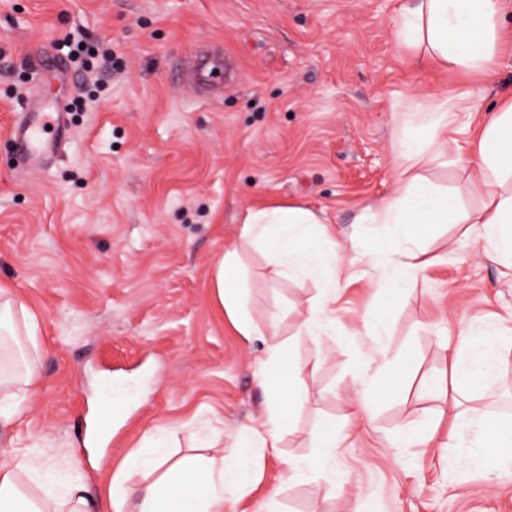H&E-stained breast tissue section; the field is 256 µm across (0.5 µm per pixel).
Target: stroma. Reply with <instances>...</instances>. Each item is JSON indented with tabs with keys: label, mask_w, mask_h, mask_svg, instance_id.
<instances>
[{
	"label": "stroma",
	"mask_w": 512,
	"mask_h": 512,
	"mask_svg": "<svg viewBox=\"0 0 512 512\" xmlns=\"http://www.w3.org/2000/svg\"><path fill=\"white\" fill-rule=\"evenodd\" d=\"M400 2L0 0V286L36 315L40 354L21 415L0 427V462L30 447L42 463L67 459L94 498L152 433L174 432V462L206 440L235 458L265 417L258 374L279 345L304 365L309 400L278 452L254 449L224 512H512V467L458 469L448 421L429 442L392 444L450 408L444 343L512 327V270L477 250L469 225L426 228L436 262L404 300L385 283L383 225L356 221L395 188L393 132L410 104L445 97L486 121L512 95V48L486 76L416 64L395 36ZM214 48L230 63L219 89L182 67ZM30 96L63 107L68 139L25 168L9 130ZM423 174L480 206L456 148ZM288 203L368 249L343 255L336 323L319 336L302 322L320 283L278 275L241 235L247 209ZM230 247L259 329L249 338L209 286ZM368 313L385 335L367 333ZM388 356L404 361L401 390L348 420ZM107 376L140 392L94 462L81 431ZM330 437L334 472L293 476Z\"/></svg>",
	"instance_id": "obj_1"
}]
</instances>
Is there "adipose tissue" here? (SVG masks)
Wrapping results in <instances>:
<instances>
[{"label": "adipose tissue", "instance_id": "ef3b65f1", "mask_svg": "<svg viewBox=\"0 0 512 512\" xmlns=\"http://www.w3.org/2000/svg\"><path fill=\"white\" fill-rule=\"evenodd\" d=\"M512 0H404L396 21L397 35L415 56L437 65H455L462 71L487 74L500 47L503 19ZM458 105L439 100L417 110L416 123L396 131L397 171L394 191L376 203L363 204L361 224H382L397 254L387 275L389 283L405 287L401 269L425 276L430 262L414 239L419 226L444 224L454 219L482 227L485 254L501 263L512 261V193H502L505 177L512 176V98L479 128L478 147L469 158L483 197L479 209L460 213L456 198L439 190L421 173L423 166L448 151V129ZM322 218L302 205L248 209L241 235L252 239L276 272L294 276L313 273L324 287L303 323L307 335L318 336L336 322V259L357 250L359 240L305 246ZM37 322L23 303L0 288V422L16 419L28 393L39 379L35 347ZM512 359V343L496 338L478 339L465 333L454 352L453 378L459 385H478L487 375ZM302 368L278 373L270 380L272 404L262 429L254 431L237 461L208 457L185 464L174 473L144 488L128 490L123 474H115L106 495L87 499L82 484L70 473L68 461L55 463L67 473L64 485L49 479L32 453L11 465L0 464V512H224V494L239 486L254 448H273L286 419L280 407H301L307 399ZM461 432L455 439L458 464L467 469L512 461V415L454 414Z\"/></svg>", "mask_w": 512, "mask_h": 512}]
</instances>
